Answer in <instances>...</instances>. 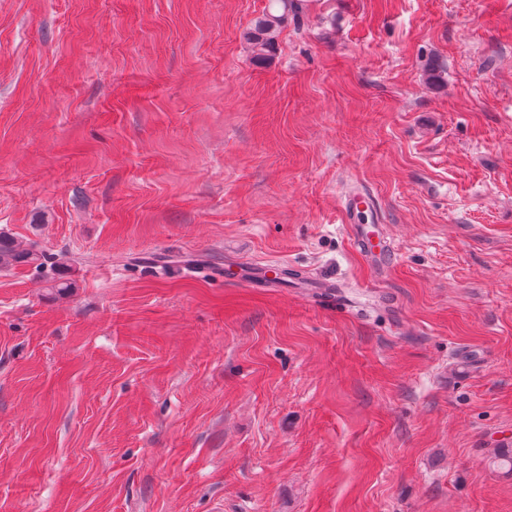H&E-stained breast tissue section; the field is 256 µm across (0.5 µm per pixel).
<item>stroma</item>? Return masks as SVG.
<instances>
[{"instance_id": "35a3bbf8", "label": "stroma", "mask_w": 512, "mask_h": 512, "mask_svg": "<svg viewBox=\"0 0 512 512\" xmlns=\"http://www.w3.org/2000/svg\"><path fill=\"white\" fill-rule=\"evenodd\" d=\"M302 2L0 0V512H512V0ZM270 4L266 12L258 17L251 28L245 34V40L257 49V55L264 56L275 45L278 32L288 25V17L298 20L302 14L300 1L294 0H269ZM346 212L349 216V223L355 230V241L360 252L368 258L389 260V254L382 240L373 243L369 233L365 231L364 222L380 224V207L377 200L372 199L368 194L352 191L346 200ZM48 259L43 253L20 247L10 234L0 231L1 269H9L18 264H29L34 265L36 269H43L48 264Z\"/></svg>"}]
</instances>
